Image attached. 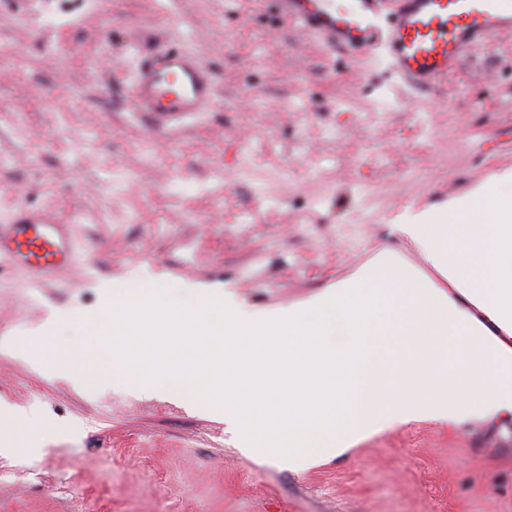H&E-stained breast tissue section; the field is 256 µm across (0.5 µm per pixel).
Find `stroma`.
Listing matches in <instances>:
<instances>
[{"label": "stroma", "instance_id": "1", "mask_svg": "<svg viewBox=\"0 0 512 512\" xmlns=\"http://www.w3.org/2000/svg\"><path fill=\"white\" fill-rule=\"evenodd\" d=\"M195 49L209 111L163 134L132 104L140 57ZM512 169V37L404 95L382 59L334 52L273 0H0V220L75 219L78 263L43 287L0 268V403L39 448L1 453L0 512H512V432L414 422L296 471L240 447L206 404L78 384L26 341L80 338L107 288L302 303L382 257L406 210ZM1 419H8L16 427L13 441L8 444L13 449L23 447L28 450L39 443L44 427L38 415L33 413H12L2 409L0 421Z\"/></svg>", "mask_w": 512, "mask_h": 512}]
</instances>
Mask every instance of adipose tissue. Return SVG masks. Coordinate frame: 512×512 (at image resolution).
Masks as SVG:
<instances>
[{
    "label": "adipose tissue",
    "mask_w": 512,
    "mask_h": 512,
    "mask_svg": "<svg viewBox=\"0 0 512 512\" xmlns=\"http://www.w3.org/2000/svg\"><path fill=\"white\" fill-rule=\"evenodd\" d=\"M389 230L453 293L390 261L272 313L229 295L177 304L154 282L105 293L56 355L82 380L190 388L242 447L296 469L417 421L512 429V170Z\"/></svg>",
    "instance_id": "adipose-tissue-1"
}]
</instances>
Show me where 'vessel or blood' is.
I'll return each mask as SVG.
<instances>
[{"label": "vessel or blood", "mask_w": 512, "mask_h": 512, "mask_svg": "<svg viewBox=\"0 0 512 512\" xmlns=\"http://www.w3.org/2000/svg\"><path fill=\"white\" fill-rule=\"evenodd\" d=\"M279 10L327 43L353 53L383 49L392 75L417 91L434 89L454 72L466 50L512 35V0H400L382 13V0H277ZM137 112L158 132L181 127L208 111L213 77L192 51L146 56L134 83ZM25 266L39 284L77 264L69 223L54 213L18 209L0 223V259Z\"/></svg>", "instance_id": "1"}]
</instances>
